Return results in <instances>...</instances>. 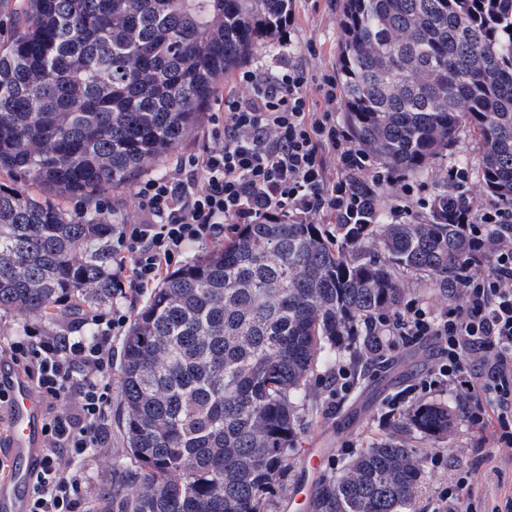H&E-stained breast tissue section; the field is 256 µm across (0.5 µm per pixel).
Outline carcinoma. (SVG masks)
Instances as JSON below:
<instances>
[{"instance_id":"obj_1","label":"carcinoma","mask_w":512,"mask_h":512,"mask_svg":"<svg viewBox=\"0 0 512 512\" xmlns=\"http://www.w3.org/2000/svg\"><path fill=\"white\" fill-rule=\"evenodd\" d=\"M292 0H18L0 43V171L59 195L132 182L192 134ZM340 84L356 144L421 175L463 126L482 180L512 202V0H345ZM112 225L0 186V309L53 316L112 301ZM456 224H237L173 271L125 337L124 462L89 512H267L293 466L295 409L319 355L359 369L354 328L396 313L404 277L448 295ZM419 404L395 423L448 434ZM417 453L393 436L318 481L310 512H413Z\"/></svg>"}]
</instances>
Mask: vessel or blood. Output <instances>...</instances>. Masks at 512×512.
Returning <instances> with one entry per match:
<instances>
[{
    "mask_svg": "<svg viewBox=\"0 0 512 512\" xmlns=\"http://www.w3.org/2000/svg\"><path fill=\"white\" fill-rule=\"evenodd\" d=\"M0 388L8 393L9 425V475L0 479V512H27L32 472L44 446L42 407L23 375L0 369Z\"/></svg>",
    "mask_w": 512,
    "mask_h": 512,
    "instance_id": "1",
    "label": "vessel or blood"
}]
</instances>
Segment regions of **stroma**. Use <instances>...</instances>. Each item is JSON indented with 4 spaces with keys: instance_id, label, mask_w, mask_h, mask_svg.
Instances as JSON below:
<instances>
[{
    "instance_id": "1",
    "label": "stroma",
    "mask_w": 512,
    "mask_h": 512,
    "mask_svg": "<svg viewBox=\"0 0 512 512\" xmlns=\"http://www.w3.org/2000/svg\"><path fill=\"white\" fill-rule=\"evenodd\" d=\"M344 0H292L296 22L298 56L315 47L317 61L328 70L339 68L341 22ZM466 158L470 168H477L479 153L475 136L463 129L443 160L419 180L432 192H440L438 171L448 169L459 158ZM439 350L433 342L399 347L386 353L376 363L358 373L352 391L336 406L328 404V379L335 365L319 362L313 375L310 398L298 410L299 438L294 451L295 462L287 479L273 498L269 512H307L306 497L315 483L335 474L343 461L382 438L391 436L394 425L383 422L382 414L394 399H402L404 408L418 404L441 403L454 414L446 437L413 436L409 443L417 448L422 478L414 492L416 512H432L439 495L462 477L473 478L472 497L462 498L459 512H499L507 498H512V449L496 447L492 426L472 419L463 390L425 393L418 384L434 368ZM112 452L94 457L87 465L92 495L112 484L115 463L123 448L121 384H112ZM319 452L322 463L311 471L307 462L312 452Z\"/></svg>"
}]
</instances>
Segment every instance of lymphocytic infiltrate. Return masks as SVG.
Returning a JSON list of instances; mask_svg holds the SVG:
<instances>
[{
	"mask_svg": "<svg viewBox=\"0 0 512 512\" xmlns=\"http://www.w3.org/2000/svg\"><path fill=\"white\" fill-rule=\"evenodd\" d=\"M273 65L242 70L218 97L199 150L136 186L129 222L112 219L114 301L89 320L58 329L38 323L0 336V360L31 380L45 407V445L29 512H81L86 465L112 447V340L122 300L156 288L197 244L218 246L228 224H418L433 215L460 225L470 242L449 280L452 301L434 312L407 300L366 322L377 352L435 340L440 361L421 390L463 389L475 419H495L493 438L512 445V204L483 201L468 167H451L446 192L430 193L359 148L336 119V78L295 59L293 41Z\"/></svg>",
	"mask_w": 512,
	"mask_h": 512,
	"instance_id": "1",
	"label": "lymphocytic infiltrate"
}]
</instances>
